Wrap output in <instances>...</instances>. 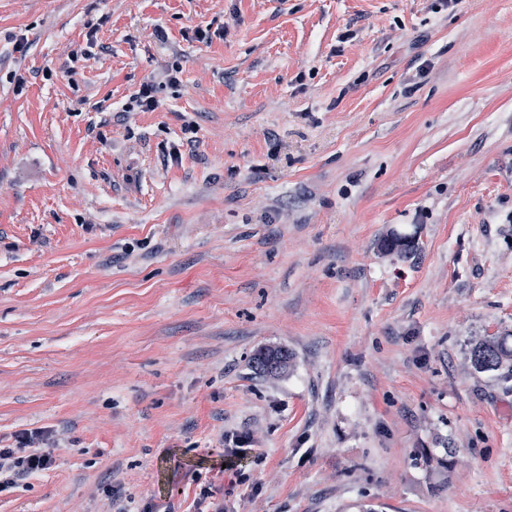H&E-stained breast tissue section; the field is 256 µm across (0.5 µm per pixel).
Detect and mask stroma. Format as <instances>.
Here are the masks:
<instances>
[{"mask_svg":"<svg viewBox=\"0 0 512 512\" xmlns=\"http://www.w3.org/2000/svg\"><path fill=\"white\" fill-rule=\"evenodd\" d=\"M511 334L512 0H0V512H512ZM157 84L155 80L147 79L142 82L138 92L133 97L132 103L141 112H153L160 106V101L156 97ZM472 366L484 372H497L504 379H512V348L499 336H483L469 351ZM256 365L266 371H282L288 366V352L284 350H261L255 357ZM14 444L0 448V492L55 462L57 441L49 430H21L14 434Z\"/></svg>","mask_w":512,"mask_h":512,"instance_id":"35a3bbf8","label":"stroma"}]
</instances>
